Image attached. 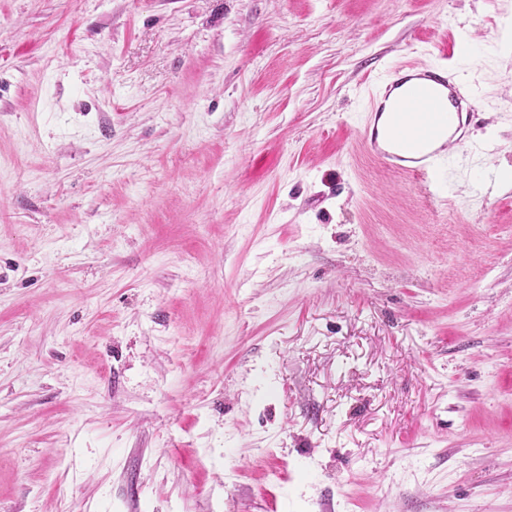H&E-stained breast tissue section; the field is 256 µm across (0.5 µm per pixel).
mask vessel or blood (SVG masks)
<instances>
[{
	"instance_id": "vessel-or-blood-1",
	"label": "vessel or blood",
	"mask_w": 512,
	"mask_h": 512,
	"mask_svg": "<svg viewBox=\"0 0 512 512\" xmlns=\"http://www.w3.org/2000/svg\"><path fill=\"white\" fill-rule=\"evenodd\" d=\"M472 99L447 64H398L369 92L362 146L387 166L442 184L448 151L475 118Z\"/></svg>"
}]
</instances>
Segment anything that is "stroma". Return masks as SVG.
<instances>
[{
    "mask_svg": "<svg viewBox=\"0 0 512 512\" xmlns=\"http://www.w3.org/2000/svg\"><path fill=\"white\" fill-rule=\"evenodd\" d=\"M512 0H0V512H512ZM447 52L422 184L369 86ZM473 95L445 63H400L369 92L362 147L387 166L440 185L451 146L469 136ZM387 114V127L379 123Z\"/></svg>",
    "mask_w": 512,
    "mask_h": 512,
    "instance_id": "obj_1",
    "label": "stroma"
}]
</instances>
